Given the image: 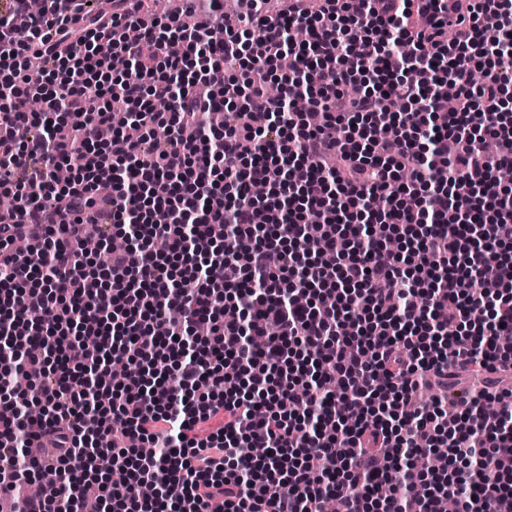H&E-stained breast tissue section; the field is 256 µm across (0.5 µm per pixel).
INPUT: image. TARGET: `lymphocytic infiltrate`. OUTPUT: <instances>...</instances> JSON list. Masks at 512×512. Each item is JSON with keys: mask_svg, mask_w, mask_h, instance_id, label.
Wrapping results in <instances>:
<instances>
[{"mask_svg": "<svg viewBox=\"0 0 512 512\" xmlns=\"http://www.w3.org/2000/svg\"><path fill=\"white\" fill-rule=\"evenodd\" d=\"M145 2L0 14V494L13 512H512V387L484 422L443 396L512 370V0H472L453 36L446 0H289L236 26L223 0L193 25ZM103 222L128 244L97 269ZM104 440L121 482L86 454Z\"/></svg>", "mask_w": 512, "mask_h": 512, "instance_id": "lymphocytic-infiltrate-1", "label": "lymphocytic infiltrate"}]
</instances>
